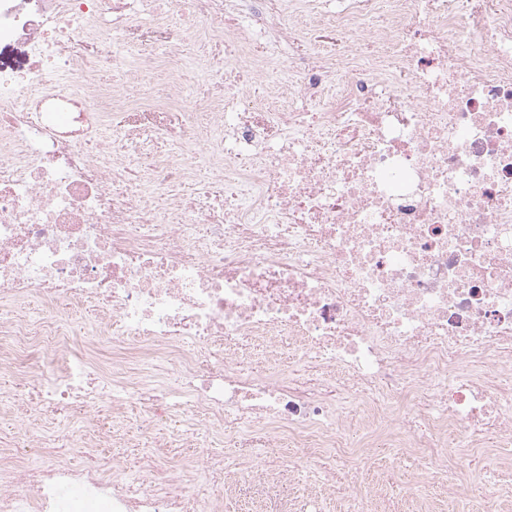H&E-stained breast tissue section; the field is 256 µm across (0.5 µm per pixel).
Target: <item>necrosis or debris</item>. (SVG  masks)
I'll use <instances>...</instances> for the list:
<instances>
[{
	"label": "necrosis or debris",
	"instance_id": "1",
	"mask_svg": "<svg viewBox=\"0 0 512 512\" xmlns=\"http://www.w3.org/2000/svg\"><path fill=\"white\" fill-rule=\"evenodd\" d=\"M188 33L212 46L198 94ZM4 48L23 63L0 66V301L46 316L0 315V413L136 404L155 450L284 439L287 471L232 472L272 487L359 482L386 446L494 512L452 460L512 469V0H0ZM62 305L96 311L119 366L76 348ZM32 439L84 461L18 455ZM115 439L21 427L0 512H221L194 494L214 463L167 456L160 481L103 464Z\"/></svg>",
	"mask_w": 512,
	"mask_h": 512
}]
</instances>
